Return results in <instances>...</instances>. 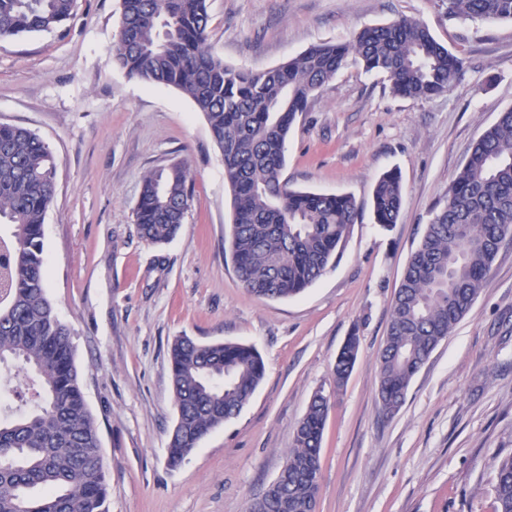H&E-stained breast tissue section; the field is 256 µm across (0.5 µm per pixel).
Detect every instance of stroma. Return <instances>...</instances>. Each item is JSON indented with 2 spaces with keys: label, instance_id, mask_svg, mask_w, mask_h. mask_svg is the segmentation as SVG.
<instances>
[{
  "label": "stroma",
  "instance_id": "35a3bbf8",
  "mask_svg": "<svg viewBox=\"0 0 512 512\" xmlns=\"http://www.w3.org/2000/svg\"><path fill=\"white\" fill-rule=\"evenodd\" d=\"M208 11L213 51L236 69L262 71L400 17L423 22L464 68L450 91L407 99L350 59L314 92L288 135L284 176L296 190L351 195L357 218L318 280L272 300L236 279L232 198L204 116L115 64L121 0H76L62 27L0 40V122L35 132L57 163L43 225L48 297L99 425L110 512H246L318 391L330 410L317 512H493L497 462L512 455V241L388 417L379 355L410 255L472 143L512 108V23L454 18L442 0H208ZM175 161L191 169L193 204L180 234L153 248L133 210L144 175ZM391 169L404 193L386 227L370 201ZM180 335L253 346L266 371L237 417L172 470L168 349ZM351 335L358 357L339 386L332 369Z\"/></svg>",
  "mask_w": 512,
  "mask_h": 512
}]
</instances>
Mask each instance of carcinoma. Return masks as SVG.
Instances as JSON below:
<instances>
[{"mask_svg":"<svg viewBox=\"0 0 512 512\" xmlns=\"http://www.w3.org/2000/svg\"><path fill=\"white\" fill-rule=\"evenodd\" d=\"M75 0H0V39L50 31ZM448 15L512 21V0H444ZM207 0H122L111 46L139 80L171 86L201 112L224 157L233 203L231 255L242 288L259 299L302 293L327 269L354 223L352 196L294 190L283 179L285 143L309 97L350 55L383 73L396 96L427 99L450 90L462 61L420 21L401 17L351 41L312 46L264 71L232 69L209 43ZM53 153L36 133L0 123V512H109L98 426L85 400L69 329L43 275V224L56 192ZM403 187L395 170L375 183L376 223L397 222ZM193 202L191 170L173 162L148 171L133 212L149 246L172 241ZM512 239V108L472 144L448 204L411 254L391 307L379 358L381 412L399 411L412 378L473 309L501 245ZM359 350L350 336L333 367L337 386ZM177 419L167 465L178 468L200 441L237 416L265 374L258 351L235 342L170 347ZM329 398L315 393L294 433L287 464L247 512H314ZM495 512H512V456L500 460Z\"/></svg>","mask_w":512,"mask_h":512,"instance_id":"1","label":"carcinoma"}]
</instances>
